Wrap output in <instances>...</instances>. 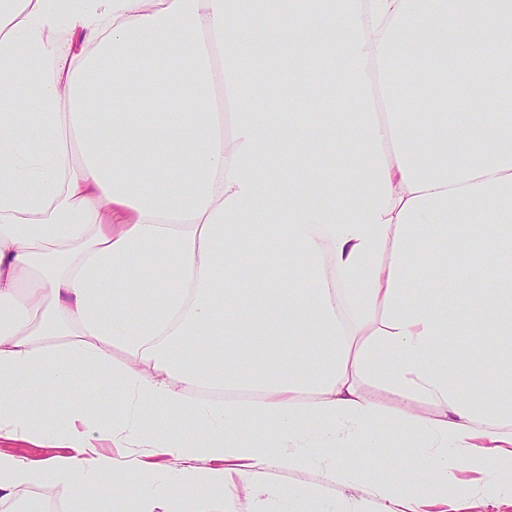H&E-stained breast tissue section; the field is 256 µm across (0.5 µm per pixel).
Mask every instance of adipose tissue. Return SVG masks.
<instances>
[{
    "label": "adipose tissue",
    "instance_id": "ef3b65f1",
    "mask_svg": "<svg viewBox=\"0 0 512 512\" xmlns=\"http://www.w3.org/2000/svg\"><path fill=\"white\" fill-rule=\"evenodd\" d=\"M306 43L321 82L358 102L339 116L316 98L312 137L269 65ZM486 53L512 59V0H0V439L60 451L39 465L0 452V505L49 482L76 512L125 496L139 512L220 510L229 462L257 487L272 464L323 469L405 512L495 493L487 472L512 483V346L487 355L483 324L512 336V277L493 272L512 252V71ZM396 59L431 71L434 111H417ZM452 83L492 112L461 139ZM147 91L161 110H137ZM340 121L350 171L297 175ZM281 151L287 169L261 167ZM463 325L479 399L456 385ZM214 336L223 348L205 351ZM89 373L112 388L108 414L70 394ZM368 380L418 440L398 479L373 468L391 442ZM62 396V418L34 414ZM356 437L364 467L336 453ZM158 451L179 468L137 465ZM366 390L368 396L384 409L386 416L392 418L395 410L399 408L396 397L378 382L368 383Z\"/></svg>",
    "mask_w": 512,
    "mask_h": 512
}]
</instances>
